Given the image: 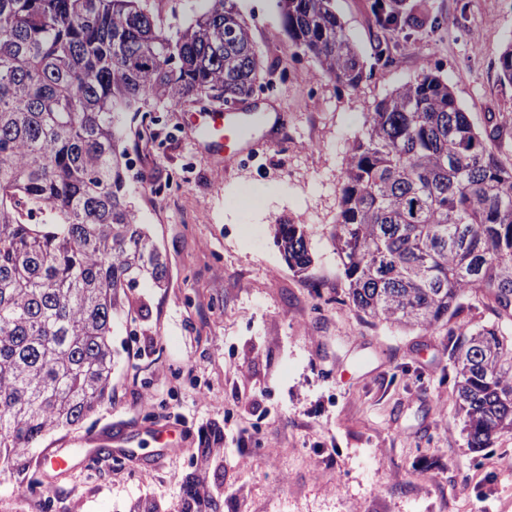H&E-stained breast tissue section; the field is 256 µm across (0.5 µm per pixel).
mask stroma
Listing matches in <instances>:
<instances>
[{"label": "stroma", "instance_id": "35a3bbf8", "mask_svg": "<svg viewBox=\"0 0 512 512\" xmlns=\"http://www.w3.org/2000/svg\"><path fill=\"white\" fill-rule=\"evenodd\" d=\"M374 0H336L366 76L354 90L317 93L282 77L316 70L292 47L275 0H235L277 68L273 95L232 167L200 145L192 105H157L151 140L130 138L129 193L167 260L164 287L140 282L112 335V398L82 424L50 433L27 480L0 474V512H127L142 495L174 503L196 468L203 427L224 429V512H512V435L479 452L466 444L446 330L496 317L483 294L444 330H401L361 318L331 239L349 149L374 104L432 72L448 80L475 128L512 166V84L499 53L512 42V0H393L398 31L382 33ZM164 29L185 26L209 0H143ZM179 176L163 197L152 188ZM258 197L232 208L230 197ZM309 232L310 275L291 271L274 226ZM275 454H268L267 446ZM108 448L111 458L96 460ZM65 454L54 475L39 460Z\"/></svg>", "mask_w": 512, "mask_h": 512}]
</instances>
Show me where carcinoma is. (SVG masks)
Instances as JSON below:
<instances>
[{
    "label": "carcinoma",
    "instance_id": "1",
    "mask_svg": "<svg viewBox=\"0 0 512 512\" xmlns=\"http://www.w3.org/2000/svg\"><path fill=\"white\" fill-rule=\"evenodd\" d=\"M229 2L169 33L142 0H0L1 473H26L48 433L112 397L114 317L140 278L160 288L167 273L127 198L126 114L254 94L264 60ZM278 6L317 73L357 88L364 66L334 0ZM374 11L396 30L389 5ZM499 69L512 84V43ZM331 238L349 299L373 320L436 330L469 294H490L498 322L446 337L468 447L512 434V167L441 76L424 73L365 114ZM274 243L290 269L310 271L304 225H275ZM223 445L212 427L176 506L146 495L128 512H221Z\"/></svg>",
    "mask_w": 512,
    "mask_h": 512
}]
</instances>
